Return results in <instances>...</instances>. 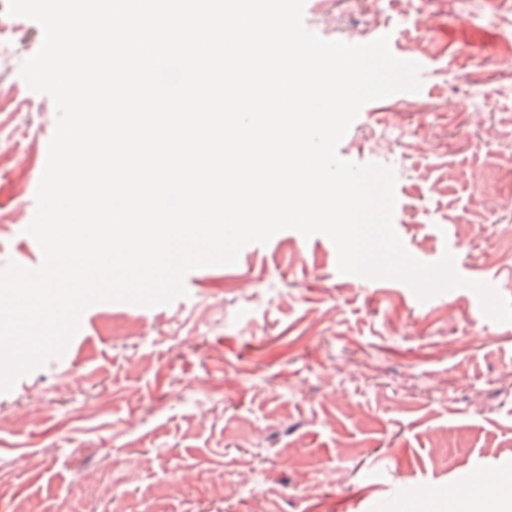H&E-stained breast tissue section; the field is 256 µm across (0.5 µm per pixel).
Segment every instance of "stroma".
Returning <instances> with one entry per match:
<instances>
[{
    "label": "stroma",
    "mask_w": 512,
    "mask_h": 512,
    "mask_svg": "<svg viewBox=\"0 0 512 512\" xmlns=\"http://www.w3.org/2000/svg\"><path fill=\"white\" fill-rule=\"evenodd\" d=\"M7 5L0 86L18 104L0 111V265L24 266L42 260L24 227L55 114L19 74L42 29ZM304 20L325 40L416 50L419 109L366 103L338 153L393 169L409 254L452 255L512 300V0H307ZM388 133L392 151L372 152ZM185 288L90 306L62 357L0 393V512H368L395 481L443 488L478 462L493 485L512 466V322L478 313L473 290L423 302L340 275L328 237L291 229Z\"/></svg>",
    "instance_id": "obj_1"
}]
</instances>
